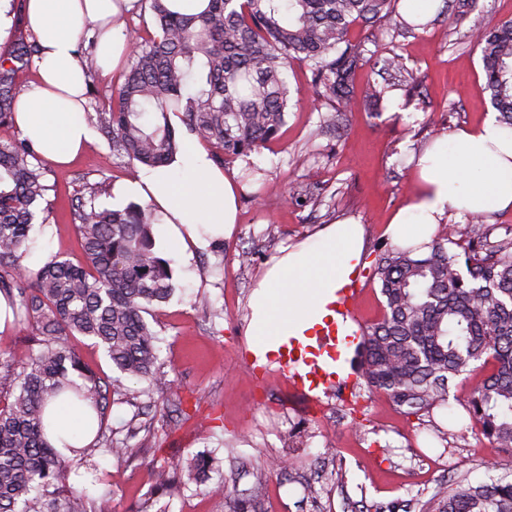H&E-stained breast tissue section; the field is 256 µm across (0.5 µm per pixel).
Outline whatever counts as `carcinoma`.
Masks as SVG:
<instances>
[{"mask_svg":"<svg viewBox=\"0 0 512 512\" xmlns=\"http://www.w3.org/2000/svg\"><path fill=\"white\" fill-rule=\"evenodd\" d=\"M152 26L126 28L132 42L122 81L96 113L94 128L127 163L169 166L179 150L171 116L214 158L258 153L285 125L291 102L288 67L305 63L312 87L334 127L357 96L365 66L359 25L372 38L386 32L394 0H201L186 11L179 0H136ZM471 42L480 50L484 90L500 122L512 127V20L493 30L481 22ZM39 53L19 30L0 53V126L13 125L25 90L18 73ZM47 169L26 139L0 140V296L32 328L37 348L0 352V512H88L86 495L64 496L69 464L48 441L44 412L63 393L85 409L84 427L103 425L115 400L134 395L126 382L144 381L148 396L173 391L159 370L157 333L149 307L173 291L169 260L156 252L153 226L161 216L147 206L97 204L105 185L85 179L71 216L83 260L60 257L36 270L24 265L35 247L30 231L48 212ZM457 231L444 228L422 247L394 246L374 261L372 276L384 298L380 320L361 332L362 376L397 410L420 416L448 404L449 382L472 364L492 363L467 403L471 420L499 448H512V238L487 243L473 224L457 252ZM76 336L102 347L118 370L103 379L86 368L71 345ZM210 458L155 467V485L138 512L157 507L187 472L196 480ZM290 465L272 459L253 473L260 490L272 472ZM433 512H512V478L473 484L465 478L439 488Z\"/></svg>","mask_w":512,"mask_h":512,"instance_id":"carcinoma-1","label":"carcinoma"}]
</instances>
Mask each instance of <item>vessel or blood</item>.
<instances>
[{
  "label": "vessel or blood",
  "mask_w": 512,
  "mask_h": 512,
  "mask_svg": "<svg viewBox=\"0 0 512 512\" xmlns=\"http://www.w3.org/2000/svg\"><path fill=\"white\" fill-rule=\"evenodd\" d=\"M362 291L358 278H351L336 292L330 304L335 317L316 331V345L311 351H303L301 345L289 342L281 353L280 367L291 393L306 400H316L319 392L328 390L336 377L330 366L339 362L336 351L338 337L347 324L355 320L357 299Z\"/></svg>",
  "instance_id": "vessel-or-blood-1"
}]
</instances>
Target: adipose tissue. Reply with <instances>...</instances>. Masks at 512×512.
<instances>
[{
	"instance_id": "ef3b65f1",
	"label": "adipose tissue",
	"mask_w": 512,
	"mask_h": 512,
	"mask_svg": "<svg viewBox=\"0 0 512 512\" xmlns=\"http://www.w3.org/2000/svg\"><path fill=\"white\" fill-rule=\"evenodd\" d=\"M120 11V0H26L24 30L40 52L37 79L20 100L14 123L57 166L72 162L95 135L85 107L90 74L77 60L78 39L87 23L118 18ZM411 161L419 189L390 222L398 245L430 240L446 215L512 206V128L493 119L459 130L449 145H435ZM121 192L155 205L170 236L198 249L236 221L234 182L193 142L185 144L173 169L142 172ZM362 249L360 225L346 221L274 259L250 297V350L278 356L288 338H304L329 317L328 305L359 264Z\"/></svg>"
}]
</instances>
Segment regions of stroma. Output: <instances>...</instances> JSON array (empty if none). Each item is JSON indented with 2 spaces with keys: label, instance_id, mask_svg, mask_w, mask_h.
<instances>
[{
  "label": "stroma",
  "instance_id": "1",
  "mask_svg": "<svg viewBox=\"0 0 512 512\" xmlns=\"http://www.w3.org/2000/svg\"><path fill=\"white\" fill-rule=\"evenodd\" d=\"M477 20L492 26L512 20V0H448L447 17L435 12L424 26L367 43L369 61L357 76L358 91L383 85L382 59L392 52L404 57L411 78L379 105L358 103L328 130L320 127L321 104L306 65L293 62L288 78L300 104L279 136L250 157L220 165L237 181L238 215L230 234L189 253L166 236L163 225L154 227L156 249L170 260L176 285L168 301L146 315L158 334L159 367L175 382L169 412L153 415L144 396L110 405L106 434L127 443L132 455L118 459L94 448L86 465L69 470L68 486L87 489L109 512H137L157 463L204 453L214 460L211 470L168 497V512H233L238 499L253 494L258 512H384L392 504L427 512L435 491L454 479L478 484L512 473V448L491 443L465 408L483 369L456 378L447 406L417 418L369 391L357 375L317 401L291 399L283 377L252 374L245 359L249 298L272 258L339 222L363 228L358 320L366 326L381 318L383 298L372 266L393 244L387 232L392 217L416 194L411 156L435 143L438 129L477 127L492 113L481 54L469 38ZM77 58L92 75L86 108L98 112L118 75L97 68L90 32H83ZM251 163L261 172L242 182ZM139 173L113 155L102 134L69 167L52 168L48 225L27 265L80 258L70 211L81 179L105 182L109 193L101 205L120 209L127 200L118 196L119 187ZM300 184L310 185L312 199L290 205L286 196ZM242 251L251 253L250 264L239 263ZM200 295L208 297L209 310L196 307ZM272 457L289 460V474H271L253 492L254 470ZM223 481L229 495H212Z\"/></svg>",
  "mask_w": 512,
  "mask_h": 512
}]
</instances>
